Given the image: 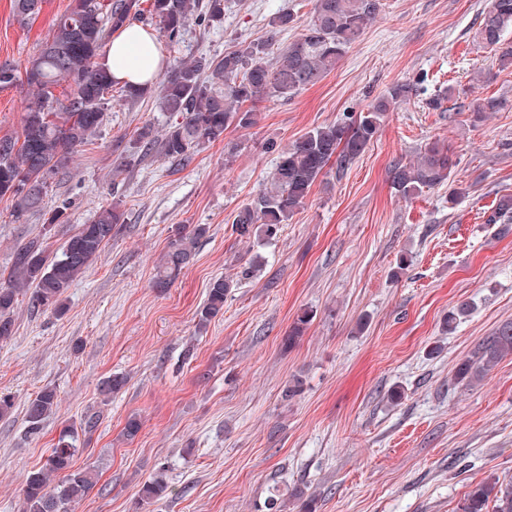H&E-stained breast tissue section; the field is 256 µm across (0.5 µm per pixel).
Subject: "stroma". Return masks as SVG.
I'll return each instance as SVG.
<instances>
[{
    "label": "stroma",
    "mask_w": 512,
    "mask_h": 512,
    "mask_svg": "<svg viewBox=\"0 0 512 512\" xmlns=\"http://www.w3.org/2000/svg\"><path fill=\"white\" fill-rule=\"evenodd\" d=\"M71 0H45L28 22L0 0V65L24 68ZM384 7L336 69L287 101L260 104L251 128L229 129L187 166L144 154L136 130L163 128L154 93L116 101L95 139L45 199L68 203L49 240L60 247L100 207L120 198L126 222L69 288L66 311L33 313L19 302L12 337L0 342V512H23L21 487L65 426L97 414L75 458L96 485L74 512H135L157 471L171 487L154 512H266L272 489H301L316 512H457L491 475L512 481V355L474 387L454 369L504 321H512V232L486 221L512 195V68L473 40L485 0H383ZM295 27L273 34L278 8ZM313 0H227L224 22L190 24L175 60L216 57L250 42L295 39ZM410 101L385 113L360 157L316 181L278 236L240 238L229 217L251 204L284 146L345 112H363L397 84ZM443 96L441 109L429 108ZM499 111L476 113L486 99ZM457 165L448 185L406 199L392 187L396 161L434 140ZM131 159L120 183L112 163ZM467 192L449 204V187ZM206 225L193 261L170 287L156 265L179 228ZM43 232L34 213L18 224L0 200V283L15 248ZM258 259L223 314L199 328L208 286ZM471 311L451 332L460 304ZM311 321L287 337L302 312ZM125 375L104 397L101 384ZM299 392L286 396L290 385ZM61 404L39 434L26 407L42 387ZM401 398L390 403L391 391ZM137 417L135 438L125 423Z\"/></svg>",
    "instance_id": "obj_1"
}]
</instances>
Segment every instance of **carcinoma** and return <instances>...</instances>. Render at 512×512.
<instances>
[{
  "label": "carcinoma",
  "instance_id": "carcinoma-1",
  "mask_svg": "<svg viewBox=\"0 0 512 512\" xmlns=\"http://www.w3.org/2000/svg\"><path fill=\"white\" fill-rule=\"evenodd\" d=\"M43 3L13 0V11L20 20H30L41 12ZM381 6V0H315L302 33L277 49L270 60L265 59L269 46L265 41L242 45L222 57L177 62L157 86V104L169 114V123L160 133L149 123L143 125L137 137L140 147L184 166L203 146L223 141L230 128L256 125L261 102L288 100L334 70ZM225 7V0H207L203 5L200 0H150L145 11L139 0H111L108 4L105 0H72L71 7L55 19L38 52L27 61L24 76L10 64L0 66L1 88L20 82L29 93L21 133L0 137V199L11 202L15 221L39 212L47 232L49 225L66 222V207L46 211L44 199L68 168L71 156L97 133L112 106L116 83L99 59L113 30L140 20L146 12L174 49L191 22L222 24ZM294 22L290 11L280 10L271 21L272 34L288 30ZM510 31L512 0H488L474 39L494 52L503 69L512 67V40L506 38ZM61 81L70 87L63 100L53 94ZM412 92L409 84L395 85L364 112H344L335 122L317 127L281 149L269 144L278 154L269 186L235 213L234 232L263 240L277 237L281 226L304 206L315 182L331 166L340 168L363 154L377 137L384 114L392 105L409 99ZM454 166L448 145L436 140L425 146L417 160L393 165L392 185L401 196L410 198L443 185ZM125 219L122 200L117 199L101 207L90 223L80 225L53 256L43 237L17 246L8 284L0 285V341L13 335L11 313L21 297L28 300L33 312L64 314L68 288L100 255ZM486 223L509 230L512 195L499 198ZM206 233V225L198 224L169 239L157 269L156 287L167 288L179 278ZM236 286L230 278L213 279L200 310L199 326L224 312V300ZM508 355H512V321L500 324L456 366L454 383L469 387L483 380ZM58 409L55 388L45 386L38 391L26 408L30 433H38L43 421ZM98 422L99 417L90 414L79 427L63 429L45 463L27 474L21 488L26 512H73L74 504L96 484L93 470L74 469V458L79 453V433L93 431ZM169 489L162 474L150 477L138 491V505L143 508L157 503ZM458 512H512V484L504 485L497 477L476 484L459 503Z\"/></svg>",
  "mask_w": 512,
  "mask_h": 512
}]
</instances>
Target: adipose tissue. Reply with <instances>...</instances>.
Masks as SVG:
<instances>
[{
  "label": "adipose tissue",
  "instance_id": "obj_1",
  "mask_svg": "<svg viewBox=\"0 0 512 512\" xmlns=\"http://www.w3.org/2000/svg\"><path fill=\"white\" fill-rule=\"evenodd\" d=\"M101 63L113 80L141 87L163 67L164 56L155 34L135 23L113 34Z\"/></svg>",
  "mask_w": 512,
  "mask_h": 512
}]
</instances>
